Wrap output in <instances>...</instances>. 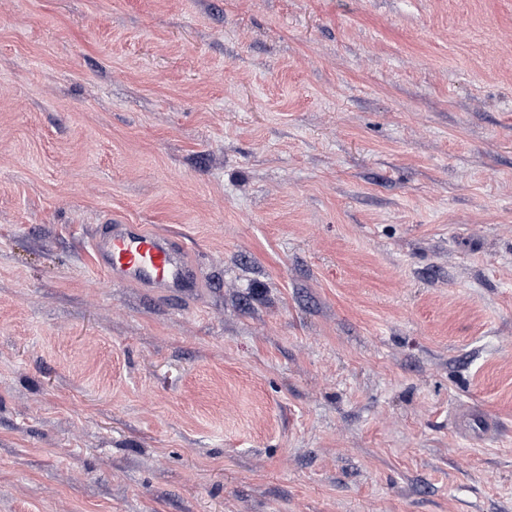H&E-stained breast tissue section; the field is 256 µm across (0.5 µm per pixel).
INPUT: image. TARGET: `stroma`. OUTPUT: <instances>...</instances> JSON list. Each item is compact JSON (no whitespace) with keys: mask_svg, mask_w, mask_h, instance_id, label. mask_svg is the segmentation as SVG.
<instances>
[{"mask_svg":"<svg viewBox=\"0 0 512 512\" xmlns=\"http://www.w3.org/2000/svg\"><path fill=\"white\" fill-rule=\"evenodd\" d=\"M0 512H512V0H0ZM112 281L141 288H198L196 268L171 235L143 224H108L90 243Z\"/></svg>","mask_w":512,"mask_h":512,"instance_id":"1","label":"stroma"}]
</instances>
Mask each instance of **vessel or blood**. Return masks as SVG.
Here are the masks:
<instances>
[{
	"label": "vessel or blood",
	"mask_w": 512,
	"mask_h": 512,
	"mask_svg": "<svg viewBox=\"0 0 512 512\" xmlns=\"http://www.w3.org/2000/svg\"><path fill=\"white\" fill-rule=\"evenodd\" d=\"M90 248L115 283L171 291L199 285L185 248L173 236L144 225H107L93 238Z\"/></svg>",
	"instance_id": "vessel-or-blood-1"
}]
</instances>
